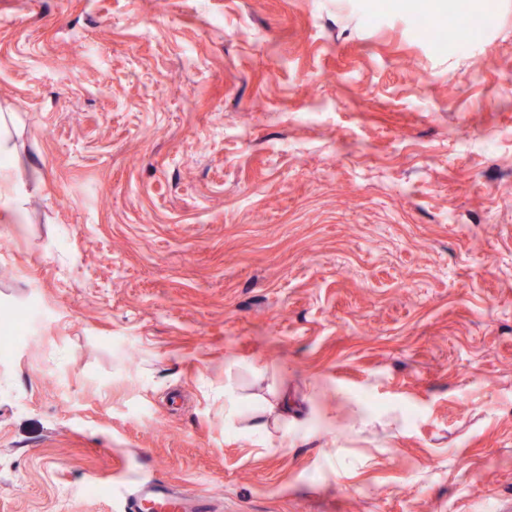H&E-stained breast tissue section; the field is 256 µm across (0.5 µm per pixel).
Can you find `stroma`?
<instances>
[{"label": "stroma", "mask_w": 512, "mask_h": 512, "mask_svg": "<svg viewBox=\"0 0 512 512\" xmlns=\"http://www.w3.org/2000/svg\"><path fill=\"white\" fill-rule=\"evenodd\" d=\"M0 0V512H512V0ZM494 22V17L490 14L469 13L457 26L460 41L465 42L486 32ZM111 497L120 512H214L206 494H185L166 483L139 481L134 476L114 484Z\"/></svg>", "instance_id": "35a3bbf8"}]
</instances>
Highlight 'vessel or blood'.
Returning a JSON list of instances; mask_svg holds the SVG:
<instances>
[{
	"label": "vessel or blood",
	"mask_w": 512,
	"mask_h": 512,
	"mask_svg": "<svg viewBox=\"0 0 512 512\" xmlns=\"http://www.w3.org/2000/svg\"><path fill=\"white\" fill-rule=\"evenodd\" d=\"M111 496L118 512H213L207 495L185 494L163 482L129 477L113 485Z\"/></svg>",
	"instance_id": "1"
}]
</instances>
